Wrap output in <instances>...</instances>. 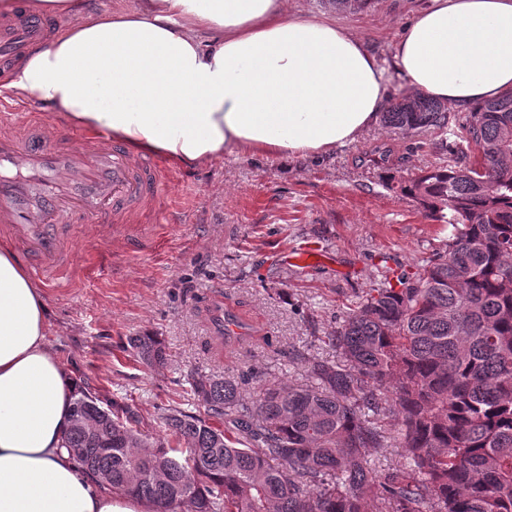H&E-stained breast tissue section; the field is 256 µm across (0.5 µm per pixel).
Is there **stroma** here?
I'll return each mask as SVG.
<instances>
[{
	"label": "stroma",
	"instance_id": "1",
	"mask_svg": "<svg viewBox=\"0 0 512 512\" xmlns=\"http://www.w3.org/2000/svg\"><path fill=\"white\" fill-rule=\"evenodd\" d=\"M426 3L362 0L339 9L333 0H287L289 13L335 18L387 66ZM440 139L377 124L326 156L231 153L173 166L178 223L93 225L72 276L44 289L48 346L93 394L135 405L151 434L165 408L185 402L194 371L240 378L248 394L265 379L309 383L300 353L330 355L324 338L356 302L444 251L447 228L395 188L439 163ZM306 244L319 249L315 263H285V253ZM217 301L250 338L215 340L208 310ZM143 331L168 344L166 370L150 371L126 350L128 336Z\"/></svg>",
	"mask_w": 512,
	"mask_h": 512
}]
</instances>
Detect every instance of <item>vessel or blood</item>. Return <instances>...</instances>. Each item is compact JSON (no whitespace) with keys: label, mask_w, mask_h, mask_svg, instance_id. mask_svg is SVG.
<instances>
[{"label":"vessel or blood","mask_w":512,"mask_h":512,"mask_svg":"<svg viewBox=\"0 0 512 512\" xmlns=\"http://www.w3.org/2000/svg\"><path fill=\"white\" fill-rule=\"evenodd\" d=\"M50 20L29 11L0 18V69L48 41ZM102 132L61 137L43 114L0 94V234L22 245L46 281L71 270L90 224H156L167 215L171 178L163 162L114 143Z\"/></svg>","instance_id":"1"}]
</instances>
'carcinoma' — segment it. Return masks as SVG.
Here are the masks:
<instances>
[{"label": "carcinoma", "instance_id": "cac0c4a2", "mask_svg": "<svg viewBox=\"0 0 512 512\" xmlns=\"http://www.w3.org/2000/svg\"><path fill=\"white\" fill-rule=\"evenodd\" d=\"M383 125L448 136V161L400 183L451 227L444 254L373 289L305 361L313 384L264 380L243 397L222 374L190 375L187 401L141 429L137 408L87 391L65 445L116 495L155 512H512V93L460 116L423 96ZM150 369L165 341L129 337ZM397 440L406 462L370 452Z\"/></svg>", "mask_w": 512, "mask_h": 512}]
</instances>
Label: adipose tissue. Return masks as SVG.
Wrapping results in <instances>:
<instances>
[{
  "instance_id": "adipose-tissue-1",
  "label": "adipose tissue",
  "mask_w": 512,
  "mask_h": 512,
  "mask_svg": "<svg viewBox=\"0 0 512 512\" xmlns=\"http://www.w3.org/2000/svg\"><path fill=\"white\" fill-rule=\"evenodd\" d=\"M36 6L72 22L28 52L9 89L175 164L331 154L375 123L395 79L459 109L512 92V0H430L389 69L336 20L290 14L285 0ZM48 325L41 286L0 242V512H153L65 448L75 382Z\"/></svg>"
}]
</instances>
